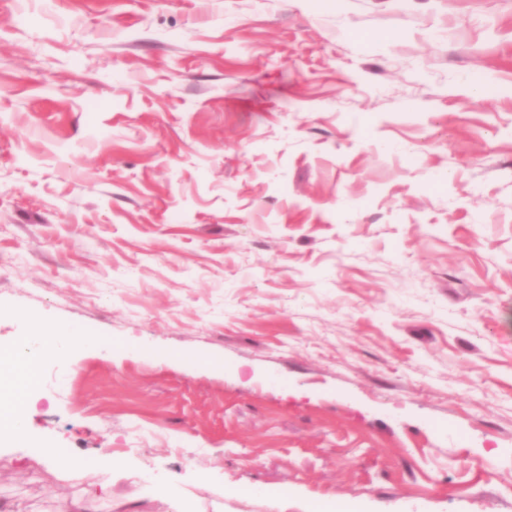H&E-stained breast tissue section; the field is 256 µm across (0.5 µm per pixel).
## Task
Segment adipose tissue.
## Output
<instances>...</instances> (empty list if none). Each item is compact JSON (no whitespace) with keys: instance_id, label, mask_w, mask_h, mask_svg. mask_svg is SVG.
Here are the masks:
<instances>
[{"instance_id":"obj_1","label":"adipose tissue","mask_w":512,"mask_h":512,"mask_svg":"<svg viewBox=\"0 0 512 512\" xmlns=\"http://www.w3.org/2000/svg\"><path fill=\"white\" fill-rule=\"evenodd\" d=\"M90 338L70 326H45L33 322L29 335L16 348L0 356V431L14 437L28 429L26 399L38 373L40 362L49 353H63L73 346L90 345Z\"/></svg>"}]
</instances>
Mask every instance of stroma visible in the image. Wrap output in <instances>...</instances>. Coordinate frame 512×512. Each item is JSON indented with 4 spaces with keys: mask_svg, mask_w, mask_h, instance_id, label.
<instances>
[{
    "mask_svg": "<svg viewBox=\"0 0 512 512\" xmlns=\"http://www.w3.org/2000/svg\"><path fill=\"white\" fill-rule=\"evenodd\" d=\"M33 318L0 512H512V0H0ZM29 335L1 357L0 432L21 437L27 432L26 399L38 373L41 359L48 353H63L75 345L92 346L93 340L70 326H45L34 320Z\"/></svg>",
    "mask_w": 512,
    "mask_h": 512,
    "instance_id": "1",
    "label": "stroma"
}]
</instances>
